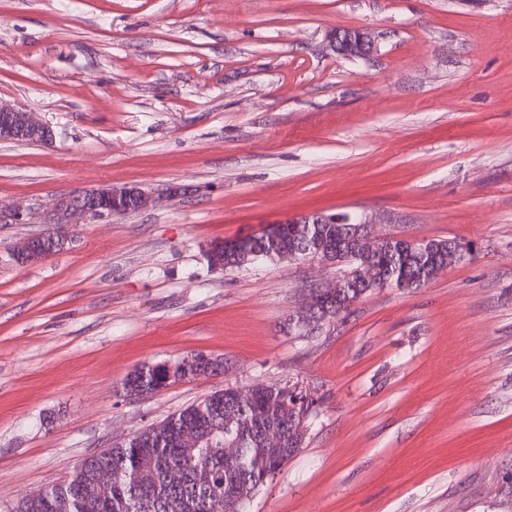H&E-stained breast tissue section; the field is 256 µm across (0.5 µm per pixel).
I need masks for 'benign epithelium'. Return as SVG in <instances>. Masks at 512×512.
Segmentation results:
<instances>
[{
    "label": "benign epithelium",
    "instance_id": "7a95c632",
    "mask_svg": "<svg viewBox=\"0 0 512 512\" xmlns=\"http://www.w3.org/2000/svg\"><path fill=\"white\" fill-rule=\"evenodd\" d=\"M330 42L336 54L350 58H366L375 48L374 38L366 31L357 28H336L330 33ZM33 139L43 145L53 144L55 133L35 112L15 107L8 101L0 99V141L14 142ZM160 200L153 194L134 184L107 183L96 187L60 195L54 199L51 215L46 221V228L35 239L50 241L51 250L33 252L29 248L31 239L25 238L14 243L11 248L13 261L19 266H33L52 254L63 250L71 241L72 227L85 223L92 218L110 220L116 216L137 213L155 206ZM275 224H295L297 229L310 224H352L356 236L362 238L365 249L376 251L380 245L409 243L420 246L421 250L435 255L439 264L438 274L448 271L456 264L462 247L454 242L443 248L434 239H408L390 236L379 228L380 220L367 214L331 213L328 211H310L307 213L285 216ZM342 253L327 252L320 258L307 252H293L284 257L286 261L339 263ZM346 283L339 280H315L309 285L304 297V304L299 311L295 326L304 333H312L324 322L339 317L354 304L346 297ZM291 409L298 413L299 431H304V424L310 411L309 401L303 395L294 393Z\"/></svg>",
    "mask_w": 512,
    "mask_h": 512
}]
</instances>
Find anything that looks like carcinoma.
Returning <instances> with one entry per match:
<instances>
[{
	"instance_id": "cac0c4a2",
	"label": "carcinoma",
	"mask_w": 512,
	"mask_h": 512,
	"mask_svg": "<svg viewBox=\"0 0 512 512\" xmlns=\"http://www.w3.org/2000/svg\"><path fill=\"white\" fill-rule=\"evenodd\" d=\"M307 242L286 227L267 236H252L240 243V252H206L209 266L239 268L259 260L275 262L282 253L310 249L325 253L337 238L336 226L315 225ZM345 233V255L351 264L349 278L359 280L363 262L389 276L402 289L417 288L434 278L436 265L422 251L382 248L364 256L360 241L350 229ZM223 370L216 358L192 364L187 380L212 376ZM167 362L145 363L123 382L125 395L149 397L167 386ZM288 389L257 384L239 397L226 388L206 396L145 430L101 453L81 460L71 478L52 484L21 500L14 512H225L224 488L242 479L254 488L266 483L267 475L288 463L300 440L287 438L283 448L264 447V436L272 430H289ZM235 440L238 455L224 460V443Z\"/></svg>"
}]
</instances>
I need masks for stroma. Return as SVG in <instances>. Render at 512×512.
I'll return each mask as SVG.
<instances>
[{"instance_id": "1", "label": "stroma", "mask_w": 512, "mask_h": 512, "mask_svg": "<svg viewBox=\"0 0 512 512\" xmlns=\"http://www.w3.org/2000/svg\"><path fill=\"white\" fill-rule=\"evenodd\" d=\"M338 27L373 55L337 56ZM0 99L55 133L0 142V209L32 210L0 224V512L257 383L314 406L248 512H512V0H0ZM102 183L185 192L15 265L56 196ZM313 210L468 256L305 336L304 288L347 265L204 252ZM194 352L223 373L124 395ZM329 38L336 54L350 59L369 57L376 48L374 38L362 29L338 27Z\"/></svg>"}]
</instances>
